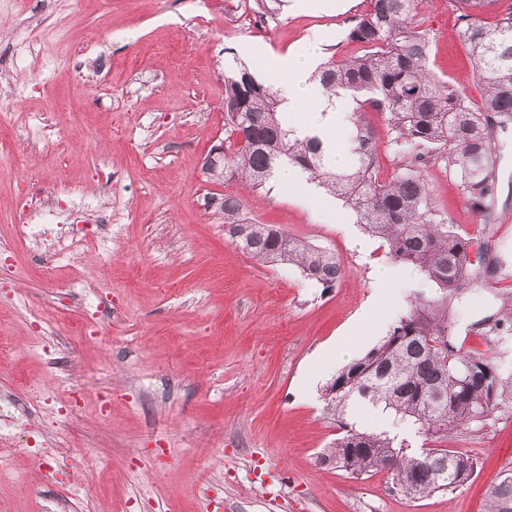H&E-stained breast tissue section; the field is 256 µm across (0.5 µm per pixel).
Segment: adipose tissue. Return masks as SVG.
Here are the masks:
<instances>
[{
  "mask_svg": "<svg viewBox=\"0 0 512 512\" xmlns=\"http://www.w3.org/2000/svg\"><path fill=\"white\" fill-rule=\"evenodd\" d=\"M323 46V36L311 35L300 49L278 57L266 71L279 92L282 108L297 136H319L336 165L341 167L348 160V146L342 133L348 124V105L340 98L328 99L311 79Z\"/></svg>",
  "mask_w": 512,
  "mask_h": 512,
  "instance_id": "obj_1",
  "label": "adipose tissue"
}]
</instances>
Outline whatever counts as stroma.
<instances>
[{
    "label": "stroma",
    "mask_w": 512,
    "mask_h": 512,
    "mask_svg": "<svg viewBox=\"0 0 512 512\" xmlns=\"http://www.w3.org/2000/svg\"><path fill=\"white\" fill-rule=\"evenodd\" d=\"M371 7L294 11L256 22L248 0H0V263L19 276L0 282V333L17 353L0 367V389L17 388L35 421L16 465L25 486L0 485V512H40V496L66 512H484L488 486L512 475V128L498 133L494 218L462 196L453 172L424 173L436 207L484 242L485 255L450 302V331L464 350L489 357L507 391L486 420L449 438L473 455L474 477L449 492L412 499L386 472L360 479L319 465L341 432L321 387L302 389L319 354L348 343L372 294L380 304L435 295L420 273L376 292L379 240L365 239L354 213L336 202L316 215L279 183L246 189L209 181L204 158L227 136L224 78L247 54L272 60L312 33L325 59L360 56L347 34ZM453 0H420L429 28L428 66L479 100ZM24 26L52 61L19 59ZM32 112L49 131L28 152L15 130ZM364 118L378 141L381 177L406 160L386 117ZM112 212V239L77 248L45 274L14 234L23 205L58 210L63 189L96 195ZM250 224H271L336 255L343 273L325 289L298 268L259 263L224 234V196ZM349 232H341V225ZM112 293L104 314L66 305L73 283ZM57 353L77 367L83 396L70 411L48 364ZM82 470L85 482L69 481Z\"/></svg>",
    "instance_id": "1"
}]
</instances>
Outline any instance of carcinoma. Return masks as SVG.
Instances as JSON below:
<instances>
[{
	"label": "carcinoma",
	"mask_w": 512,
	"mask_h": 512,
	"mask_svg": "<svg viewBox=\"0 0 512 512\" xmlns=\"http://www.w3.org/2000/svg\"><path fill=\"white\" fill-rule=\"evenodd\" d=\"M454 2L458 34L471 47L481 82V102L429 69L431 38L414 21L416 0H371V10L348 34L363 55L330 59L311 75L329 97L353 104L352 162L341 172L318 137L299 138L288 126L272 85L246 66L224 78L225 125L236 137V149L224 154L223 167L257 189L285 166L299 169L343 201L362 230L384 243L392 261L413 266L437 288L432 297L415 298L379 344L341 368L322 390L334 416L344 417L362 400L415 426L435 446L414 451L405 438L346 425L321 452V464L334 460L356 478L387 470L394 488L409 485L424 494L454 490L471 478L473 457L443 443L489 416L503 393L490 358L463 350L449 331L448 304L469 282L484 246L435 207L422 166L433 160L452 168L470 205L490 217L497 187L496 130L512 125V7L487 26L478 15L497 8L500 0ZM279 5L280 0H253L252 11L265 22ZM368 108L387 114L398 150L411 148L410 161L384 181L378 179L377 141L364 121ZM222 208L225 234L257 261L296 266L324 288L340 279L342 264L333 254L279 227L243 223L233 196H224ZM487 512H512V476L490 486Z\"/></svg>",
	"instance_id": "1"
}]
</instances>
